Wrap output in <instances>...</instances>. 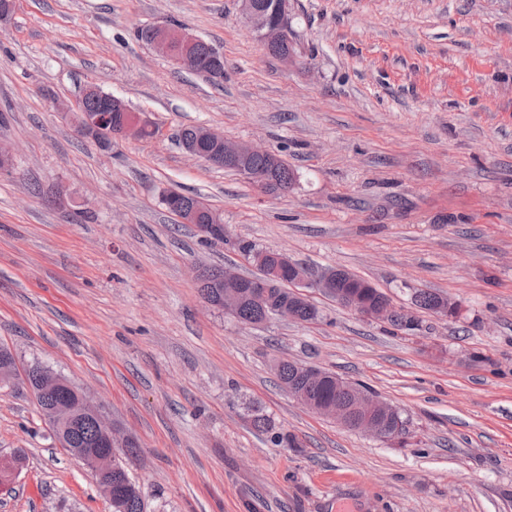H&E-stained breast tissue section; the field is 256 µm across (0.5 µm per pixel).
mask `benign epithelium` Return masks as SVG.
Instances as JSON below:
<instances>
[{
  "label": "benign epithelium",
  "instance_id": "1",
  "mask_svg": "<svg viewBox=\"0 0 512 512\" xmlns=\"http://www.w3.org/2000/svg\"><path fill=\"white\" fill-rule=\"evenodd\" d=\"M240 2L250 33L265 45L283 47L279 58L285 62L293 63L302 58L301 53L296 50L297 38L291 25L290 0H276L274 7L270 10L257 5L254 0H240ZM198 42L199 37L188 32L186 28L167 20L151 25L149 46L156 53L180 68L196 73L203 71L208 77L216 80L222 79L220 71L215 70L211 73L204 71V63L195 51ZM89 94L106 99L108 107L124 113L121 123L112 129L106 127L107 116L104 114L82 115L80 123L76 127L77 134L93 140L101 150H111L114 138H136L141 129L151 127V123L142 114L130 110L123 100L102 91L98 86H86L83 95ZM199 141L212 146L210 155L206 156L199 151L197 147ZM183 150L190 156L203 160L216 168L227 165L238 166L242 174L264 194L284 192V189L274 187V181L270 174L254 173L246 166L248 159L256 155L270 157L275 162L279 161L280 155L272 150L250 143L230 141L223 134L204 127L198 128L196 142L184 145ZM197 229L201 239L205 242L226 240L222 224H197ZM249 260L265 266L263 277L244 286L241 275L228 269L225 270L217 279V297L208 300L212 307L234 316L237 314L242 300L247 298L263 306L272 315H283L285 309L273 307L272 294L274 289L279 287L282 270L286 267L292 270L290 288H292L295 301H309V290L311 289L326 294L334 293L333 284L338 277L336 268H327L322 273L314 275L282 251L276 253L271 260L268 259V254L265 252L254 253L249 256ZM336 300L340 306L365 319L390 322L401 315V311L397 310L386 298L374 306H365L340 295L336 296ZM300 374L301 382H288L284 384V387L288 394L304 408L379 441L399 434L401 420L398 409L379 399L374 393L338 377L336 378V387L347 391V399L336 404H319L309 399L304 385L321 378V369L313 365H302ZM68 385L70 382L64 377L44 368L39 374L37 394H51ZM41 410L48 420L58 425L71 424L82 417L93 419L99 441L107 447V450L86 452L75 449L73 456L84 465L93 467L98 488L108 500H113L115 482L112 481V454L114 449L129 447L131 443L127 442L126 437L107 422L84 393L79 395L74 402L48 404L41 407Z\"/></svg>",
  "mask_w": 512,
  "mask_h": 512
}]
</instances>
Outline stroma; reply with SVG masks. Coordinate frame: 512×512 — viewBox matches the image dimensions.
<instances>
[{
  "label": "stroma",
  "mask_w": 512,
  "mask_h": 512,
  "mask_svg": "<svg viewBox=\"0 0 512 512\" xmlns=\"http://www.w3.org/2000/svg\"><path fill=\"white\" fill-rule=\"evenodd\" d=\"M302 63L268 54L240 0H14L0 21V347L83 388L133 436L117 455L145 512H512V0H290ZM165 19L224 54V80L175 71L134 31ZM95 84L144 113L111 151L73 116ZM203 126L277 151L288 194L189 157ZM175 188L224 219L203 242L161 202ZM340 267L417 329L320 291L310 323L244 325L195 270L245 276L238 242ZM288 359L402 410L405 445L316 415L277 384ZM293 433L271 443L245 404ZM0 512H112L25 387L0 388ZM443 299V297L436 293L422 290L416 291L414 295L416 306L426 311L433 310ZM456 307L457 306L449 300H444L437 306L435 314L448 316V314H452L456 311Z\"/></svg>",
  "instance_id": "obj_1"
}]
</instances>
